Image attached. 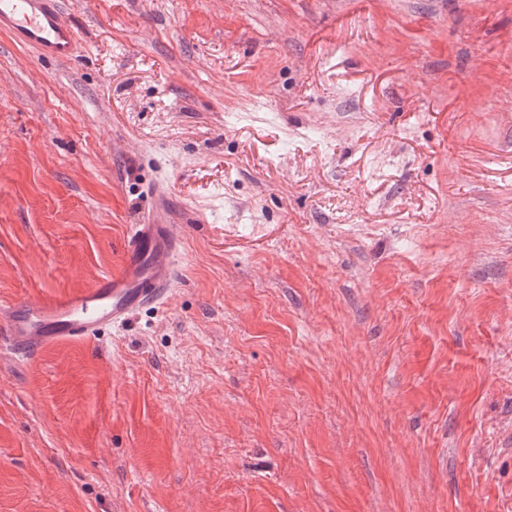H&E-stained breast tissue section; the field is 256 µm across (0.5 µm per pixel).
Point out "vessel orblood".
<instances>
[{
	"instance_id": "1",
	"label": "vessel or blood",
	"mask_w": 512,
	"mask_h": 512,
	"mask_svg": "<svg viewBox=\"0 0 512 512\" xmlns=\"http://www.w3.org/2000/svg\"><path fill=\"white\" fill-rule=\"evenodd\" d=\"M0 32L52 61L72 60L81 49L64 0H0ZM179 245L167 196L156 190L151 217L128 234L121 270L88 289L0 308V347L16 356H33L64 344L90 343L103 329L164 303L175 287Z\"/></svg>"
}]
</instances>
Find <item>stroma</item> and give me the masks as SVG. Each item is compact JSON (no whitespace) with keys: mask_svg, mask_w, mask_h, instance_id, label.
Segmentation results:
<instances>
[{"mask_svg":"<svg viewBox=\"0 0 512 512\" xmlns=\"http://www.w3.org/2000/svg\"><path fill=\"white\" fill-rule=\"evenodd\" d=\"M0 33V307L175 291L0 354V512H512V0H68ZM0 31L15 45L52 61H70L81 49L63 0H0ZM154 194L151 217L128 234L122 269L102 276L92 288L0 308V349L35 356L64 344L90 343L103 329L170 298L181 241L165 192L157 188Z\"/></svg>","mask_w":512,"mask_h":512,"instance_id":"1","label":"stroma"}]
</instances>
